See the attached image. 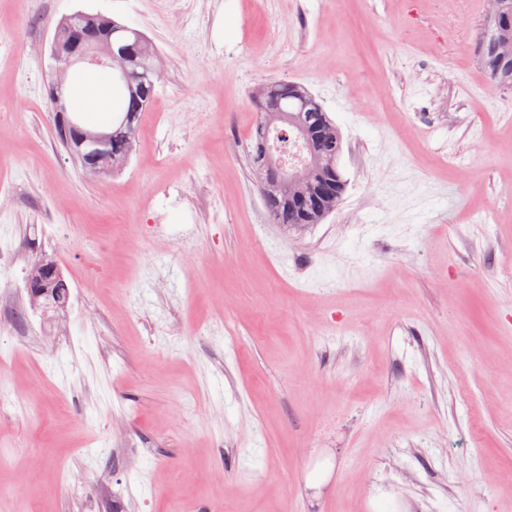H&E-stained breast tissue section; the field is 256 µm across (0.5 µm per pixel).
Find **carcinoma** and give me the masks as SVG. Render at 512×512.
<instances>
[{
    "label": "carcinoma",
    "instance_id": "obj_1",
    "mask_svg": "<svg viewBox=\"0 0 512 512\" xmlns=\"http://www.w3.org/2000/svg\"><path fill=\"white\" fill-rule=\"evenodd\" d=\"M90 25L112 30V56L93 69H112V171L123 169L133 152L136 130L142 112L156 97V85L136 77L151 65L157 51L146 36H137L135 28L100 13L92 15ZM481 69L495 86H512V0H498L496 12L484 17L477 43ZM257 112L256 134L252 145L253 171H258L271 152V134L279 135L283 149L290 140L299 143L307 174L299 181L273 182L259 186L267 193L263 200L274 224L300 229L321 223L338 206L346 189L339 169L340 155L332 146H342L336 124L316 97L303 85L288 81H269L251 91ZM42 281L41 298L58 306L69 299V287L59 272H44L35 266L28 280Z\"/></svg>",
    "mask_w": 512,
    "mask_h": 512
}]
</instances>
